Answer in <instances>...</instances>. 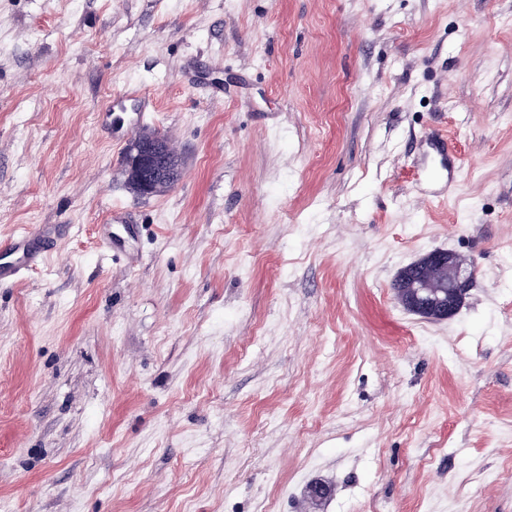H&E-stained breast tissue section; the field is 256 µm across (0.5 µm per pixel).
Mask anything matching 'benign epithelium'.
Masks as SVG:
<instances>
[{
    "mask_svg": "<svg viewBox=\"0 0 512 512\" xmlns=\"http://www.w3.org/2000/svg\"><path fill=\"white\" fill-rule=\"evenodd\" d=\"M174 156L166 141L156 133H138L125 154L128 181L142 197H151L173 185L177 177ZM433 265L442 279L431 287L423 282L419 270ZM476 274L474 261L452 251L433 250L401 269L395 289L408 310L432 320H446L456 315Z\"/></svg>",
    "mask_w": 512,
    "mask_h": 512,
    "instance_id": "obj_1",
    "label": "benign epithelium"
}]
</instances>
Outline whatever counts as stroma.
Wrapping results in <instances>:
<instances>
[{
	"instance_id": "35a3bbf8",
	"label": "stroma",
	"mask_w": 512,
	"mask_h": 512,
	"mask_svg": "<svg viewBox=\"0 0 512 512\" xmlns=\"http://www.w3.org/2000/svg\"><path fill=\"white\" fill-rule=\"evenodd\" d=\"M43 224L0 512H512V0H0V247ZM436 249L477 261L444 321L392 288ZM173 159L166 141L160 135L147 132L135 134L124 158L131 187L142 197L158 195L171 187L177 177Z\"/></svg>"
}]
</instances>
